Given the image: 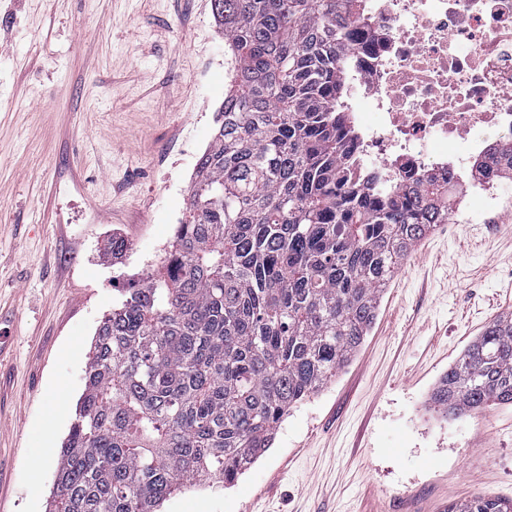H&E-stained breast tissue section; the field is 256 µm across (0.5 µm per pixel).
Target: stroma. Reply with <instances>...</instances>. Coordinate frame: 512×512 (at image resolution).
<instances>
[{
	"instance_id": "obj_1",
	"label": "stroma",
	"mask_w": 512,
	"mask_h": 512,
	"mask_svg": "<svg viewBox=\"0 0 512 512\" xmlns=\"http://www.w3.org/2000/svg\"><path fill=\"white\" fill-rule=\"evenodd\" d=\"M229 72L211 0H0V512H48L96 329L157 271ZM499 213L440 224L389 282L353 360L294 406L233 485L163 512H446L512 499V406L447 417L438 378L512 313ZM119 264L103 257L112 235ZM448 512H512V499H486L476 496L463 503L452 504Z\"/></svg>"
}]
</instances>
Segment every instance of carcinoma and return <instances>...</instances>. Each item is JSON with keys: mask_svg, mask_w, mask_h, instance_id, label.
I'll return each mask as SVG.
<instances>
[{"mask_svg": "<svg viewBox=\"0 0 512 512\" xmlns=\"http://www.w3.org/2000/svg\"><path fill=\"white\" fill-rule=\"evenodd\" d=\"M230 83L161 267L100 322L49 512H161L189 480L232 484L288 411L352 359L448 190L363 184L341 102L366 0H212ZM126 249L108 238V259ZM461 417L512 404V314L436 383ZM448 512H512L476 496Z\"/></svg>", "mask_w": 512, "mask_h": 512, "instance_id": "1", "label": "carcinoma"}]
</instances>
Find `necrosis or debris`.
Wrapping results in <instances>:
<instances>
[{
	"instance_id": "1",
	"label": "necrosis or debris",
	"mask_w": 512,
	"mask_h": 512,
	"mask_svg": "<svg viewBox=\"0 0 512 512\" xmlns=\"http://www.w3.org/2000/svg\"><path fill=\"white\" fill-rule=\"evenodd\" d=\"M368 17L344 102L357 177L454 187L461 222L495 211L475 165L512 148V0H368Z\"/></svg>"
}]
</instances>
